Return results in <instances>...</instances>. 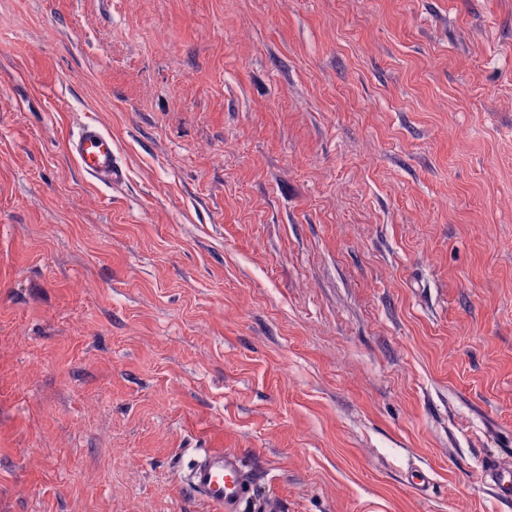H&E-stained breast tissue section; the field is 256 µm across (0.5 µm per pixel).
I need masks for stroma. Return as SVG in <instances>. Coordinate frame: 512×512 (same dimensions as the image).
<instances>
[{
    "instance_id": "1",
    "label": "stroma",
    "mask_w": 512,
    "mask_h": 512,
    "mask_svg": "<svg viewBox=\"0 0 512 512\" xmlns=\"http://www.w3.org/2000/svg\"><path fill=\"white\" fill-rule=\"evenodd\" d=\"M202 448L512 512V0H0V512H210ZM67 150L84 174L110 183L123 179V171L112 151V135L98 125H84L68 140Z\"/></svg>"
}]
</instances>
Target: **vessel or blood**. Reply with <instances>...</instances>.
Wrapping results in <instances>:
<instances>
[{
  "mask_svg": "<svg viewBox=\"0 0 512 512\" xmlns=\"http://www.w3.org/2000/svg\"><path fill=\"white\" fill-rule=\"evenodd\" d=\"M67 150L84 174L110 183L122 180L112 136L98 125H84L69 139ZM184 482L207 499L211 512H242L256 495L258 478L238 453L208 448L193 461Z\"/></svg>",
  "mask_w": 512,
  "mask_h": 512,
  "instance_id": "obj_1",
  "label": "vessel or blood"
}]
</instances>
